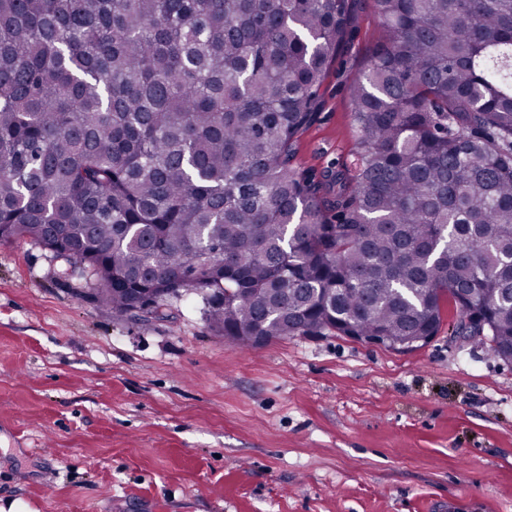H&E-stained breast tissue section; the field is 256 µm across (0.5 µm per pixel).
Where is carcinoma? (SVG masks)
I'll use <instances>...</instances> for the list:
<instances>
[{
	"mask_svg": "<svg viewBox=\"0 0 512 512\" xmlns=\"http://www.w3.org/2000/svg\"><path fill=\"white\" fill-rule=\"evenodd\" d=\"M353 170L294 169L349 0H0V242L213 331L435 335L512 357V0H376Z\"/></svg>",
	"mask_w": 512,
	"mask_h": 512,
	"instance_id": "carcinoma-1",
	"label": "carcinoma"
}]
</instances>
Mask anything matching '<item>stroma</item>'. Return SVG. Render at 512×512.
<instances>
[{"label": "stroma", "instance_id": "obj_1", "mask_svg": "<svg viewBox=\"0 0 512 512\" xmlns=\"http://www.w3.org/2000/svg\"><path fill=\"white\" fill-rule=\"evenodd\" d=\"M352 30L293 166L355 167L350 88L380 40ZM0 243V506L33 512H512V362L445 307L409 352L345 336L246 348L190 297L113 317L90 275Z\"/></svg>", "mask_w": 512, "mask_h": 512}]
</instances>
